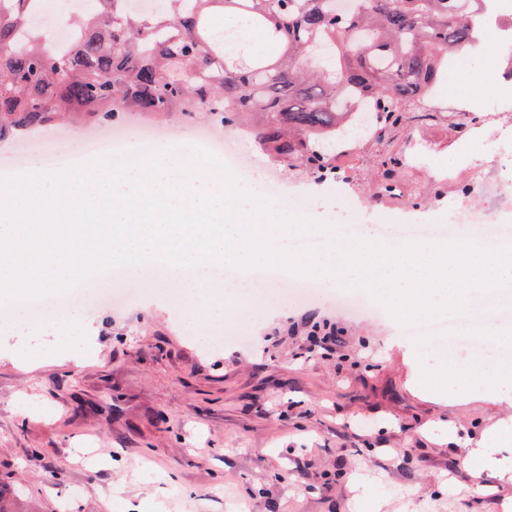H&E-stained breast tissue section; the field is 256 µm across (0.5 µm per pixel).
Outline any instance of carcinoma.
<instances>
[{
    "label": "carcinoma",
    "mask_w": 512,
    "mask_h": 512,
    "mask_svg": "<svg viewBox=\"0 0 512 512\" xmlns=\"http://www.w3.org/2000/svg\"><path fill=\"white\" fill-rule=\"evenodd\" d=\"M0 10V141L51 124L98 118L118 124L128 112L159 119L206 114L232 125L255 117L266 150L318 179L336 171V136L356 132L348 101L379 103L381 125L401 114L442 117L419 107L448 67L476 44L485 0H82V20L65 53L37 21L34 0ZM241 17L267 31L275 54L239 61L212 19ZM0 512H27L0 482Z\"/></svg>",
    "instance_id": "carcinoma-1"
}]
</instances>
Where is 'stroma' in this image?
I'll list each match as a JSON object with an SVG mask.
<instances>
[{
	"label": "stroma",
	"mask_w": 512,
	"mask_h": 512,
	"mask_svg": "<svg viewBox=\"0 0 512 512\" xmlns=\"http://www.w3.org/2000/svg\"><path fill=\"white\" fill-rule=\"evenodd\" d=\"M187 121L158 124L132 114L123 129H147L159 148L190 158ZM95 128L53 125L0 142V168L31 175L39 153L89 161L83 143ZM434 150L428 164L398 170L410 193L379 192L384 168L413 134ZM223 135L252 166L253 181L276 178L285 211L320 220L336 204L380 227L421 217L448 221L454 202L485 205L479 183L493 167L472 164L478 132L447 121H408L381 130L338 195L304 172L288 170L254 136ZM457 172L454 182L440 177ZM336 285L295 308L270 302L245 308L224 294V329L245 340L199 345L185 330L181 293L154 284L146 298L82 305L77 319L18 315L0 331V481L15 486L33 512H504L512 475L479 463L461 466L449 429L479 439L508 435L500 456L512 462V385L487 401L482 382L468 392L431 384L455 358L417 347L390 314L358 317L336 308ZM338 330L332 351L309 359L312 322Z\"/></svg>",
	"instance_id": "obj_1"
}]
</instances>
